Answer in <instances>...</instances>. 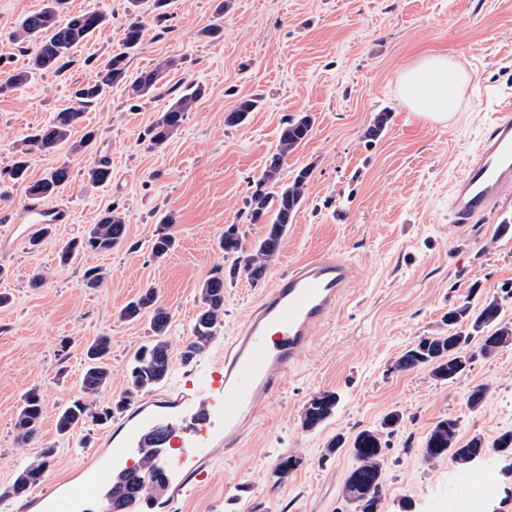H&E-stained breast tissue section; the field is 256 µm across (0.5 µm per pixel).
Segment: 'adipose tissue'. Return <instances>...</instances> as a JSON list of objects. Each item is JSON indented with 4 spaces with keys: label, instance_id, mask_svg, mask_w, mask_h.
<instances>
[{
    "label": "adipose tissue",
    "instance_id": "1",
    "mask_svg": "<svg viewBox=\"0 0 512 512\" xmlns=\"http://www.w3.org/2000/svg\"><path fill=\"white\" fill-rule=\"evenodd\" d=\"M469 80L470 74L461 61L429 55L402 70L399 94L406 107L421 119L443 122L458 111Z\"/></svg>",
    "mask_w": 512,
    "mask_h": 512
}]
</instances>
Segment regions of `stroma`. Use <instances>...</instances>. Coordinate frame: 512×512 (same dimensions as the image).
Instances as JSON below:
<instances>
[{
	"mask_svg": "<svg viewBox=\"0 0 512 512\" xmlns=\"http://www.w3.org/2000/svg\"><path fill=\"white\" fill-rule=\"evenodd\" d=\"M168 0L165 21L143 4L144 35L130 72L173 56L161 95L131 101L115 87L85 112L82 129L98 139L82 155L61 147L29 157L31 179L68 164L73 179L56 197L70 212L39 248L11 237L28 202L25 187L0 181V265L8 270L0 292V512H44L41 490L80 484L111 454L105 426L86 420L72 435L56 430V411L81 394L83 349L96 337L112 341L111 376L94 396L104 406L121 398L130 361L151 336L150 319L126 321L122 308L146 288L171 315L174 384L186 368L208 370L224 353L238 320L302 257L329 253L349 260L353 281L337 309L309 345L282 389L267 404L244 446L216 462L207 485L178 499L172 512H354L343 485L358 461L350 450L326 455L336 435L379 427L389 412L403 422L387 438L384 486L378 512H468L475 479L494 487L493 512H512V472L488 452L469 468L450 457L427 462L423 444L442 419L459 422L462 439L492 442L512 430V346L476 358L469 371L441 382L429 369L399 373L402 352L426 336L448 332V313L478 309L498 300L512 319V188L500 208L470 224L453 223L448 191L461 175L498 105L512 101V0ZM44 0H0V58L26 64L28 46L11 38L18 21ZM126 0H68L69 13L100 10L112 22L94 34L62 72L0 94V168L19 143L54 112L71 106L75 83L93 79L97 61L121 52ZM220 24L219 38L203 29ZM425 54L464 62L471 74L459 112L445 123L422 120L398 94L402 68ZM205 89L166 148L149 149L144 130L187 84ZM243 98L258 105L246 121L224 123ZM389 115L383 133L370 137L377 113ZM313 118L303 144L281 167L282 182L310 169L304 201L281 249L258 283L238 276L224 287V322L192 362L181 353L200 311V287L226 260L218 246L228 224L246 242L262 236L250 223L251 182L275 152L285 123ZM109 158L111 182L94 186L83 172ZM129 218L126 240L108 253H86L60 264L58 253L110 208ZM176 216L178 246L154 262L150 243L164 214ZM90 267L107 273L87 287ZM485 385L480 408L467 404L469 390ZM43 397L38 436L19 444L14 423L29 389ZM337 393L333 415L314 429L302 425L306 403ZM55 446L54 466L39 487L22 496L10 490L19 471L42 448ZM300 466L281 478L282 456Z\"/></svg>",
	"mask_w": 512,
	"mask_h": 512,
	"instance_id": "obj_1",
	"label": "stroma"
}]
</instances>
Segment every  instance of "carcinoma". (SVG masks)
Segmentation results:
<instances>
[{
  "label": "carcinoma",
  "mask_w": 512,
  "mask_h": 512,
  "mask_svg": "<svg viewBox=\"0 0 512 512\" xmlns=\"http://www.w3.org/2000/svg\"><path fill=\"white\" fill-rule=\"evenodd\" d=\"M134 9L132 18L124 25L122 45L124 50L109 55L96 66L95 79L73 88L75 106L54 114L52 120L28 136L16 150L12 164L4 173L16 181L27 182L26 193L33 200H45L57 196L70 182L71 170L62 164L45 176L27 181L28 154L33 150L50 151L68 146L73 154H82L96 142L95 130H86L80 139L73 133L80 125L84 110L96 105L112 87L124 86L128 99L138 101L160 90L169 71L178 66L177 59L167 57L153 68L129 74V54L137 50L142 42V22L135 12L142 0H128ZM67 0H46L44 6L22 18L13 33L17 42L32 45L27 66L0 71V93L27 84L37 74L47 71L60 72L72 63L75 51L96 31L106 27L110 18L103 11L65 15ZM203 89L189 85L184 92L163 110L145 132V140L153 149L165 147L181 129L188 112L201 98ZM257 107L254 99H243L224 116V123L236 126L243 123ZM312 119L308 114L286 122L281 130L276 152L267 161L261 175L253 181V192L248 202L249 220L264 225V234L250 248H245L235 224L224 228L219 245L225 258L232 260L229 277L244 273L252 282L265 278L270 261L280 250L288 231V224L301 204L304 190L310 177V169H301L287 184H280L282 160L295 151L309 136ZM88 182L100 185L112 178V169L104 159H98L86 169ZM176 219L172 214L164 215L151 243V258L160 263L176 248L177 239L171 228ZM127 215L114 207L102 214L87 232L70 240L61 251V261L69 262L74 255L85 250L106 253L125 241ZM203 311L192 329V339L182 352L189 362L205 349L215 337L224 320V273L217 271L200 287ZM151 312L152 340L141 347L134 356L129 370L128 387L122 399L112 407L96 409L85 400L104 387L110 378L111 339L99 336L87 347V366L82 380L84 396L71 400L57 413V429L68 434L87 418L103 421L112 417V410L122 411L139 393L163 382L170 369L168 333L171 317L163 306L157 304L156 291L149 288L122 310L123 318L131 321ZM455 331L446 336H427L416 345L406 349L396 360L394 370L409 372L419 368L430 369L431 375L440 381L451 382L470 369L478 356L491 357L501 349L512 345V320L501 317L497 300L485 301L477 312L462 306L454 320ZM479 343L477 352L469 348V340ZM338 398L334 392H323L311 398L304 409L303 426L313 429L326 421L336 409ZM44 414L42 395L38 389L29 390L23 399L15 429L17 441L25 444L38 432ZM402 415L388 413L381 429H362L350 437L341 434L329 441L326 455L331 456L342 448H348L357 458L358 465L350 471L357 476L358 486L345 480L344 497L355 506L356 512H378L381 497L386 442L383 431L394 432L400 426ZM484 439L474 436L466 441L459 437L458 422L452 418L438 421L430 430L424 443V455L432 461L450 456L455 463L466 468L472 465L473 449ZM56 449H41L38 458L29 462L17 475L11 493L20 496L30 487L39 484L45 473V463L55 455Z\"/></svg>",
  "instance_id": "cac0c4a2"
}]
</instances>
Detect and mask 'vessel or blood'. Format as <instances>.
Masks as SVG:
<instances>
[{
	"label": "vessel or blood",
	"mask_w": 512,
	"mask_h": 512,
	"mask_svg": "<svg viewBox=\"0 0 512 512\" xmlns=\"http://www.w3.org/2000/svg\"><path fill=\"white\" fill-rule=\"evenodd\" d=\"M512 186V111L483 131L448 202L454 222L490 214ZM29 224H65L69 212L27 204ZM349 261L318 255L294 264L244 317L206 380L182 374L172 393L136 405L112 434L111 476L89 474L82 486L50 497L47 512H167L168 502L142 484L141 459L173 494L193 496L220 454L240 448L265 402L280 391L350 286Z\"/></svg>",
	"instance_id": "1"
}]
</instances>
